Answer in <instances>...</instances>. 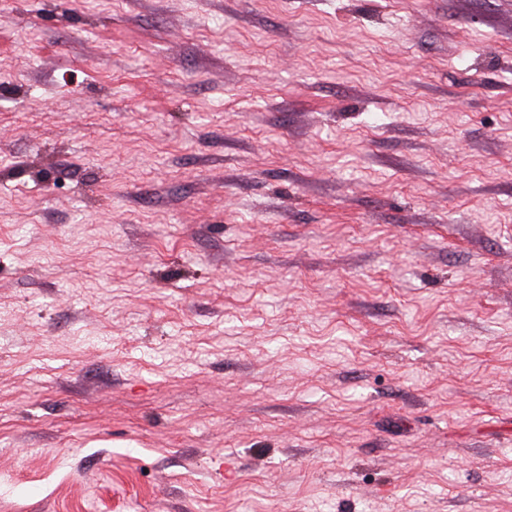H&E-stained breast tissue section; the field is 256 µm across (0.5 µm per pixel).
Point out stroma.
Wrapping results in <instances>:
<instances>
[{
    "label": "stroma",
    "mask_w": 512,
    "mask_h": 512,
    "mask_svg": "<svg viewBox=\"0 0 512 512\" xmlns=\"http://www.w3.org/2000/svg\"><path fill=\"white\" fill-rule=\"evenodd\" d=\"M0 512H512V0H0Z\"/></svg>",
    "instance_id": "stroma-1"
}]
</instances>
